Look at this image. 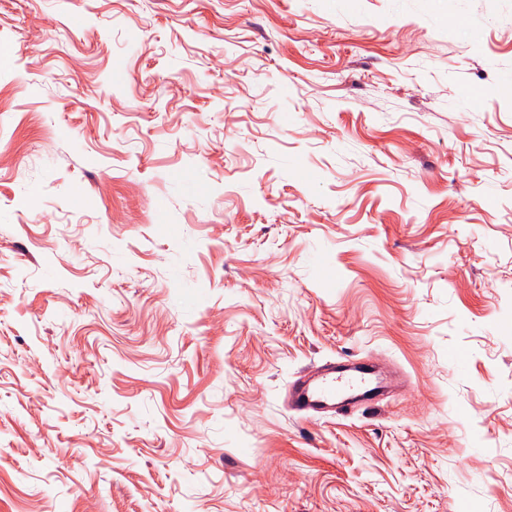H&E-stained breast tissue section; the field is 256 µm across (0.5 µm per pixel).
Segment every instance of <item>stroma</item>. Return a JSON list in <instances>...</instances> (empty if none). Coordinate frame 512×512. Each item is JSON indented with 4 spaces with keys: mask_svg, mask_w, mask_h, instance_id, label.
Segmentation results:
<instances>
[{
    "mask_svg": "<svg viewBox=\"0 0 512 512\" xmlns=\"http://www.w3.org/2000/svg\"><path fill=\"white\" fill-rule=\"evenodd\" d=\"M0 46V512H512V0H0ZM346 360L391 389L289 408Z\"/></svg>",
    "mask_w": 512,
    "mask_h": 512,
    "instance_id": "1",
    "label": "stroma"
}]
</instances>
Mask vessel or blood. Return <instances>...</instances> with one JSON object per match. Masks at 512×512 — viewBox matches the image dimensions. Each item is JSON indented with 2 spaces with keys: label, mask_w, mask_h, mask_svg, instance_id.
Returning a JSON list of instances; mask_svg holds the SVG:
<instances>
[{
  "label": "vessel or blood",
  "mask_w": 512,
  "mask_h": 512,
  "mask_svg": "<svg viewBox=\"0 0 512 512\" xmlns=\"http://www.w3.org/2000/svg\"><path fill=\"white\" fill-rule=\"evenodd\" d=\"M368 367H359L356 373L345 374L332 364H325L314 375L312 384L293 385V410L318 412L356 398L361 402L375 400L378 386L372 385Z\"/></svg>",
  "instance_id": "b4317fda"
}]
</instances>
